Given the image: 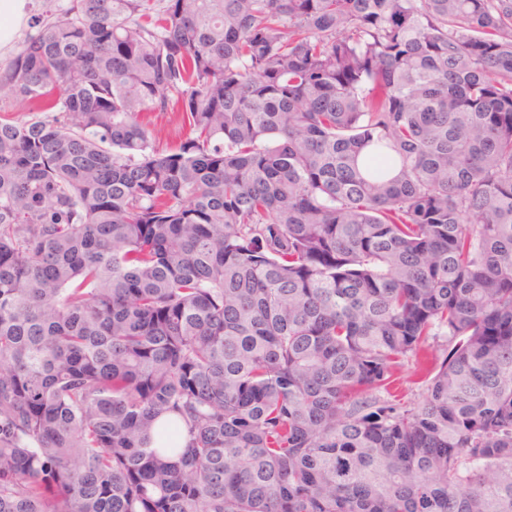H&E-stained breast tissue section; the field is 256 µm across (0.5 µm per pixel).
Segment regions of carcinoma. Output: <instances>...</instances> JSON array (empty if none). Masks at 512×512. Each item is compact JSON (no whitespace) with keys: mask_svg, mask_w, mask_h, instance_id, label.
<instances>
[{"mask_svg":"<svg viewBox=\"0 0 512 512\" xmlns=\"http://www.w3.org/2000/svg\"><path fill=\"white\" fill-rule=\"evenodd\" d=\"M56 2L0 70V512H512V0ZM170 116L159 112H147L142 116L153 132L156 148L164 152L175 149L187 132L179 122L170 120ZM413 370L411 363L401 370L399 377L402 386L396 394L403 396V401L420 403L423 400L425 387L421 384V381L413 375Z\"/></svg>","mask_w":512,"mask_h":512,"instance_id":"carcinoma-1","label":"carcinoma"}]
</instances>
